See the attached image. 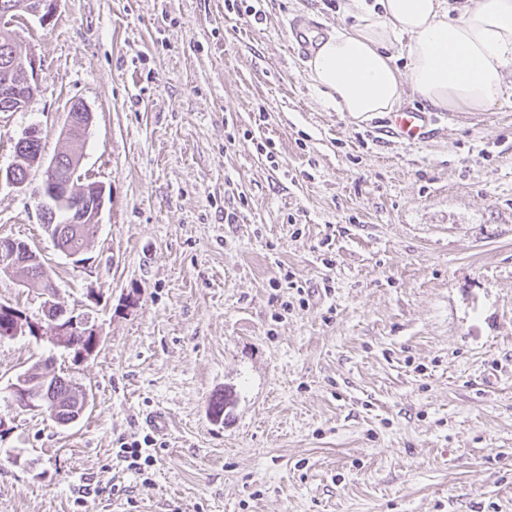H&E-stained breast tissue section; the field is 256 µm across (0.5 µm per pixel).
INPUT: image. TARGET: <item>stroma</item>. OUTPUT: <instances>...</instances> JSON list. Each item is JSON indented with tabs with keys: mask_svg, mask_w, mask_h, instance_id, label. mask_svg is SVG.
<instances>
[{
	"mask_svg": "<svg viewBox=\"0 0 512 512\" xmlns=\"http://www.w3.org/2000/svg\"><path fill=\"white\" fill-rule=\"evenodd\" d=\"M260 9L59 0L18 22L41 72L0 112V167L31 127L54 154L78 100L106 200L83 262L26 189L0 188V238L101 343L77 362L0 340V512H512V102L410 96L429 138L384 136L389 114L336 111L290 50L292 21L322 37L341 8ZM50 355L90 396L66 426L9 391ZM155 409L145 481L117 452Z\"/></svg>",
	"mask_w": 512,
	"mask_h": 512,
	"instance_id": "stroma-1",
	"label": "stroma"
}]
</instances>
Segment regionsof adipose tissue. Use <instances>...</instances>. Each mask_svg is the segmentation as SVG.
I'll list each match as a JSON object with an SVG mask.
<instances>
[{
    "label": "adipose tissue",
    "instance_id": "1",
    "mask_svg": "<svg viewBox=\"0 0 512 512\" xmlns=\"http://www.w3.org/2000/svg\"><path fill=\"white\" fill-rule=\"evenodd\" d=\"M351 24L319 41L313 84L336 111L396 112L405 94L448 112H484L512 97V0H352ZM407 59L399 69L393 46Z\"/></svg>",
    "mask_w": 512,
    "mask_h": 512
}]
</instances>
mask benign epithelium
Instances as JSON below:
<instances>
[{
    "mask_svg": "<svg viewBox=\"0 0 512 512\" xmlns=\"http://www.w3.org/2000/svg\"><path fill=\"white\" fill-rule=\"evenodd\" d=\"M58 0H12L11 7L0 14V44L10 51L0 66L4 79L0 81V112H18L25 108L38 87L40 64L33 55L23 54L19 47V32L14 22L28 16L42 24L49 23ZM93 116L81 101L70 104L68 120L61 138L64 147L52 157H47L40 137V130L30 128L18 139L15 149L17 162L0 168V186L6 184L21 188L30 184L33 168L43 169L41 184L32 189L31 198L39 212L40 222L54 224L61 209L69 214L70 224L99 223L105 200V188L101 184L81 183L78 170L82 149ZM39 258L31 248L12 239L0 240V275L21 276L24 287L35 291L42 298L41 315L32 317L12 306L0 305V316L6 317L0 328V339L17 336L49 335L53 342L74 353L80 361L90 358L100 344L97 327L85 318L75 316L54 301L47 291L49 284L35 275L34 264ZM30 373H23L10 385L14 403L21 409L36 407L57 416L60 408L46 386H35L29 380Z\"/></svg>",
    "mask_w": 512,
    "mask_h": 512,
    "instance_id": "benign-epithelium-1",
    "label": "benign epithelium"
}]
</instances>
